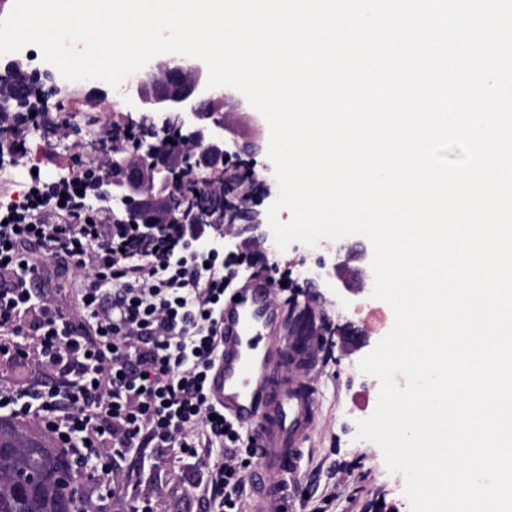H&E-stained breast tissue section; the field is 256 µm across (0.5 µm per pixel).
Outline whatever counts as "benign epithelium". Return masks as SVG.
I'll use <instances>...</instances> for the list:
<instances>
[{
  "label": "benign epithelium",
  "instance_id": "obj_1",
  "mask_svg": "<svg viewBox=\"0 0 512 512\" xmlns=\"http://www.w3.org/2000/svg\"><path fill=\"white\" fill-rule=\"evenodd\" d=\"M22 66L23 60L19 58L5 65L6 77L13 85V92L0 97V108L12 110L24 107L20 99L25 97L31 80L20 75ZM207 79L208 69L204 62L181 55H157L140 70V76L126 90L136 111L125 115V124L149 129L136 143L143 162L139 179L125 175L124 162L118 158L115 160L116 176L98 190L95 200L128 198L140 191V181L146 183L152 193L172 191L177 177L160 163L157 155L158 139L170 132L196 145L197 153L187 166L192 173L211 172L203 160L216 147L224 149L228 159L239 158L240 147L225 135L223 109L231 106L247 112L253 107L244 95L233 88H206ZM231 215L233 211L226 202L222 212L197 213V223L222 224L224 218Z\"/></svg>",
  "mask_w": 512,
  "mask_h": 512
}]
</instances>
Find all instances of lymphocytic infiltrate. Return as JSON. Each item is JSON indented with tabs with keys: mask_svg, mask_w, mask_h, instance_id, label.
I'll list each match as a JSON object with an SVG mask.
<instances>
[{
	"mask_svg": "<svg viewBox=\"0 0 512 512\" xmlns=\"http://www.w3.org/2000/svg\"><path fill=\"white\" fill-rule=\"evenodd\" d=\"M42 112H0L1 166L28 167ZM54 134L77 149L73 173L29 175L20 199L0 198V363L23 375L0 386V416L36 424L82 475L75 512H153L115 458L138 468L160 449L191 467L208 512H246L243 430L209 402L206 381L226 291L254 270L274 297L283 292L264 241L239 226L255 218L254 192L240 185L239 220L220 228L231 249L211 241L215 225L194 223L187 209L170 223L168 202L142 195L150 232L111 205L91 206L85 191L112 178L113 156L140 168L136 131L105 126L91 155L68 123ZM159 150L185 187L223 199L225 175H186L193 143L177 136Z\"/></svg>",
	"mask_w": 512,
	"mask_h": 512,
	"instance_id": "1",
	"label": "lymphocytic infiltrate"
}]
</instances>
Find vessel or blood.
<instances>
[{"instance_id": "vessel-or-blood-1", "label": "vessel or blood", "mask_w": 512, "mask_h": 512, "mask_svg": "<svg viewBox=\"0 0 512 512\" xmlns=\"http://www.w3.org/2000/svg\"><path fill=\"white\" fill-rule=\"evenodd\" d=\"M318 340L309 313L274 300L264 277L250 279L224 302L207 391L249 433L258 466L247 480L257 512H286L289 481L315 421Z\"/></svg>"}]
</instances>
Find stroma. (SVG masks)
Listing matches in <instances>:
<instances>
[{
  "instance_id": "1",
  "label": "stroma",
  "mask_w": 512,
  "mask_h": 512,
  "mask_svg": "<svg viewBox=\"0 0 512 512\" xmlns=\"http://www.w3.org/2000/svg\"><path fill=\"white\" fill-rule=\"evenodd\" d=\"M45 83L50 87L48 109L82 130L99 114L107 123L121 122L130 109L125 98L116 96L100 80L71 82L56 74ZM235 139L253 149L254 164L232 166L228 172L246 179L261 210H268L278 195V183L268 168L269 126L246 123L238 128ZM368 245L361 236L323 239L315 249L294 243L282 251L274 240L266 242L270 262L288 266L291 272L284 305L309 306L322 333L331 334L333 341L330 361L321 366L315 379L317 419L290 488L288 512H360L369 505L379 507L380 512H411L404 494L405 479L387 470L380 448L367 440L359 444L351 440L352 431L372 414L378 401V379L362 373L358 364L380 336L364 330L355 299L345 295L348 284L344 279L310 281L300 273L303 263L333 258L339 265L361 269V254ZM331 486L336 497L329 501L325 495ZM137 489L151 499L155 512H200L184 464L174 461L167 451H158L146 461Z\"/></svg>"
}]
</instances>
